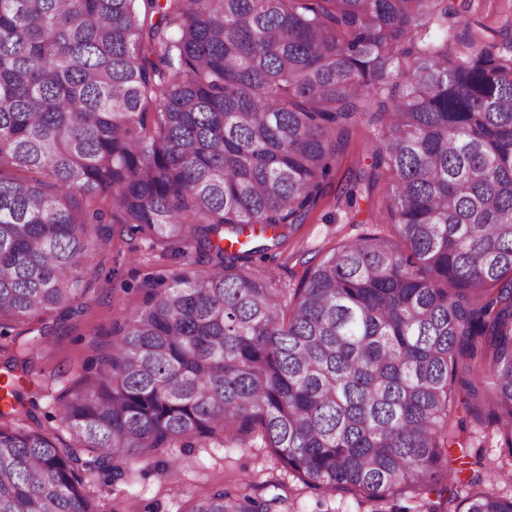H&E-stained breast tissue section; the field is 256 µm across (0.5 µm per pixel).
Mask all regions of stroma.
Wrapping results in <instances>:
<instances>
[{"instance_id": "obj_1", "label": "stroma", "mask_w": 512, "mask_h": 512, "mask_svg": "<svg viewBox=\"0 0 512 512\" xmlns=\"http://www.w3.org/2000/svg\"><path fill=\"white\" fill-rule=\"evenodd\" d=\"M468 17L479 36L494 40L501 30L512 28V0H472ZM328 206L319 205L305 224L267 259L255 260L254 268L275 274L283 287H297L305 260L320 256L340 241H353L372 231L390 229L385 190L376 187L371 195L360 197L353 212H330L332 222L323 216ZM111 235L102 251L85 259L82 275L88 287L83 312L59 310L48 316L57 333L34 357L35 372L28 382L35 401L28 429L47 435L53 442L69 441L68 429L57 414L60 400L81 392L87 378L97 368L99 343L112 338V325L140 306L143 284L160 275L180 270L203 271L207 265L195 249L181 243L161 245L122 224L110 227ZM55 374L53 384L42 385L41 372ZM471 435L467 450L453 448V456H466L469 471L478 463L494 462L503 470L491 483L504 494L512 493V451L505 447L492 427L469 420ZM179 459L176 473H168L170 459ZM252 481L256 497L271 495L268 480H277L287 498V512H376L373 503L348 494L320 497L305 490L296 475L282 468L269 449L254 441L243 446L216 442L174 448L168 454L135 463L124 480L96 482L91 498L97 512H188L192 503L216 487Z\"/></svg>"}]
</instances>
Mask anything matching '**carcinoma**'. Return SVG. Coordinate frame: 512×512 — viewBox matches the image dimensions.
Masks as SVG:
<instances>
[{
    "label": "carcinoma",
    "instance_id": "1",
    "mask_svg": "<svg viewBox=\"0 0 512 512\" xmlns=\"http://www.w3.org/2000/svg\"><path fill=\"white\" fill-rule=\"evenodd\" d=\"M387 180L394 236L308 265L293 294L245 266L327 195ZM209 269L146 297L60 402L73 442L20 425L8 369L0 512H97L89 487L181 441L261 439L312 493L447 512L464 406L512 450V33L458 0H0V337L88 292L106 216ZM469 481L461 512H512ZM243 479L190 512H278Z\"/></svg>",
    "mask_w": 512,
    "mask_h": 512
}]
</instances>
